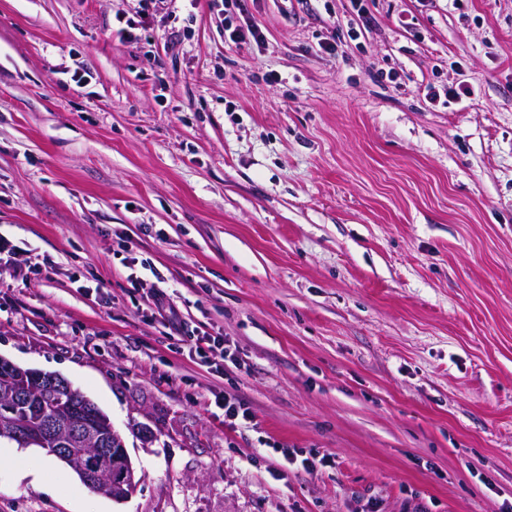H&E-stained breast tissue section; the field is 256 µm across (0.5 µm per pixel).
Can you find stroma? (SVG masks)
<instances>
[{
	"label": "stroma",
	"instance_id": "35a3bbf8",
	"mask_svg": "<svg viewBox=\"0 0 512 512\" xmlns=\"http://www.w3.org/2000/svg\"><path fill=\"white\" fill-rule=\"evenodd\" d=\"M367 6L247 0L237 46L206 0L130 42V0H0L32 266L0 269V357L84 392L140 479L1 441L0 512H512V0ZM160 276L227 357L153 314ZM218 408L224 410V422L229 421L233 425H246L252 422V416L244 404L236 398L224 395L215 398Z\"/></svg>",
	"mask_w": 512,
	"mask_h": 512
}]
</instances>
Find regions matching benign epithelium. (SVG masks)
<instances>
[{"instance_id": "7a95c632", "label": "benign epithelium", "mask_w": 512, "mask_h": 512, "mask_svg": "<svg viewBox=\"0 0 512 512\" xmlns=\"http://www.w3.org/2000/svg\"><path fill=\"white\" fill-rule=\"evenodd\" d=\"M23 379L22 388L34 393L43 387H55L67 393L78 388L65 378L51 373L20 368L0 358V380ZM17 395L10 388L0 392V439L15 441L23 447L44 445L51 440L55 453L94 492L104 493L116 501H124L136 491L138 480L121 436L110 419L88 399L83 403L91 410V420L85 421L63 414L58 408L51 415L36 403L30 411L37 425L15 420ZM110 460L104 466L102 462Z\"/></svg>"}]
</instances>
